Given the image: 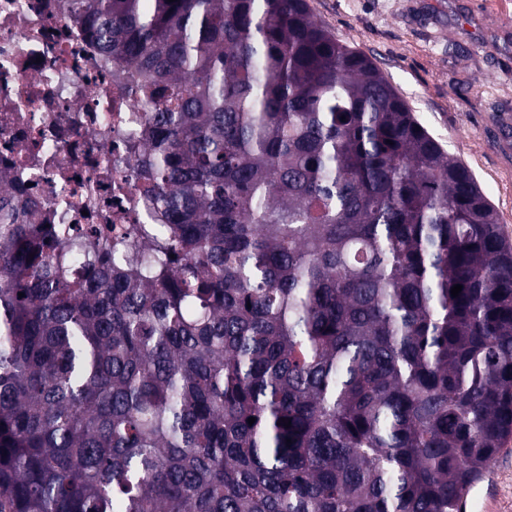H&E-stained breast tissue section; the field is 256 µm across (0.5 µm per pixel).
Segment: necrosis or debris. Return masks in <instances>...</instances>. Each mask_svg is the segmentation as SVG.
<instances>
[{
    "label": "necrosis or debris",
    "instance_id": "1",
    "mask_svg": "<svg viewBox=\"0 0 512 512\" xmlns=\"http://www.w3.org/2000/svg\"><path fill=\"white\" fill-rule=\"evenodd\" d=\"M127 69L100 56L71 0H0V172L39 223L116 235L148 223L125 138L148 115Z\"/></svg>",
    "mask_w": 512,
    "mask_h": 512
}]
</instances>
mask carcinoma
<instances>
[{"instance_id": "carcinoma-1", "label": "carcinoma", "mask_w": 512, "mask_h": 512, "mask_svg": "<svg viewBox=\"0 0 512 512\" xmlns=\"http://www.w3.org/2000/svg\"><path fill=\"white\" fill-rule=\"evenodd\" d=\"M72 8L142 74L152 223L28 224L0 174V512H459L512 437L471 171L307 0Z\"/></svg>"}]
</instances>
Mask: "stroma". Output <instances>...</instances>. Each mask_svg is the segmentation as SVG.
<instances>
[{"instance_id":"obj_1","label":"stroma","mask_w":512,"mask_h":512,"mask_svg":"<svg viewBox=\"0 0 512 512\" xmlns=\"http://www.w3.org/2000/svg\"><path fill=\"white\" fill-rule=\"evenodd\" d=\"M370 56L418 121L473 172L512 237V0H308ZM468 512H512V440Z\"/></svg>"}]
</instances>
